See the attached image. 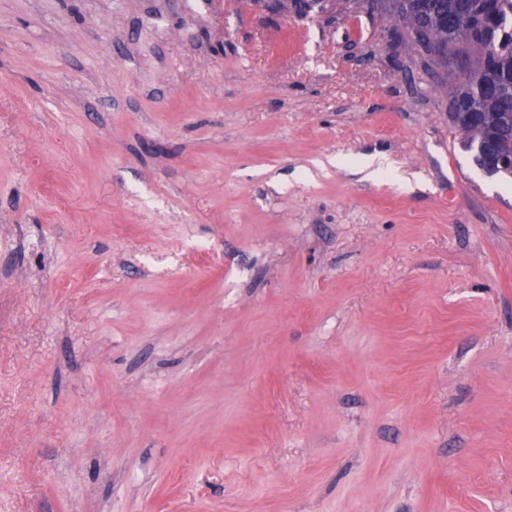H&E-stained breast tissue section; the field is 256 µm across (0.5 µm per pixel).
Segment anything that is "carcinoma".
Returning <instances> with one entry per match:
<instances>
[{
  "mask_svg": "<svg viewBox=\"0 0 512 512\" xmlns=\"http://www.w3.org/2000/svg\"><path fill=\"white\" fill-rule=\"evenodd\" d=\"M393 14L414 44L436 66L465 70L450 87L449 119L463 151L484 157L478 143L491 139L499 151L512 150V31L503 27L512 0H392Z\"/></svg>",
  "mask_w": 512,
  "mask_h": 512,
  "instance_id": "cac0c4a2",
  "label": "carcinoma"
}]
</instances>
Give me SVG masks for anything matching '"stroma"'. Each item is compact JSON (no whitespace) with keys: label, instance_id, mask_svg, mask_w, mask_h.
Returning <instances> with one entry per match:
<instances>
[{"label":"stroma","instance_id":"1","mask_svg":"<svg viewBox=\"0 0 512 512\" xmlns=\"http://www.w3.org/2000/svg\"><path fill=\"white\" fill-rule=\"evenodd\" d=\"M384 0H0V512H512V179Z\"/></svg>","mask_w":512,"mask_h":512}]
</instances>
